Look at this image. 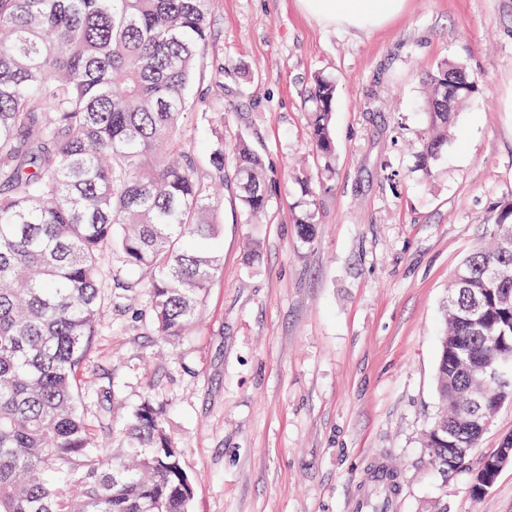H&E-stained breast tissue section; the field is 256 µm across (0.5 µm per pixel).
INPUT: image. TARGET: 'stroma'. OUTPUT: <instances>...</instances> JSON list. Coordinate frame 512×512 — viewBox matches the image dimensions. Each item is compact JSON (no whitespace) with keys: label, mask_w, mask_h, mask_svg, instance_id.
Segmentation results:
<instances>
[{"label":"stroma","mask_w":512,"mask_h":512,"mask_svg":"<svg viewBox=\"0 0 512 512\" xmlns=\"http://www.w3.org/2000/svg\"><path fill=\"white\" fill-rule=\"evenodd\" d=\"M446 60L478 90L425 172L426 78ZM319 73L336 82L329 172L305 99ZM190 98L177 138L202 170L216 135L249 140L265 160L268 212L247 223L225 189L212 242L222 273L164 349L147 296L112 303L148 279L113 255L84 365L86 419L102 387L118 425L152 394L193 479L192 512H346L380 460L398 473L391 512H512V466L472 493L482 460L512 435V400L453 472L421 446L440 409L448 283L512 203V0H406L369 33L321 24L297 0H215ZM217 100L220 128L203 117ZM298 167L316 187L308 244L294 222Z\"/></svg>","instance_id":"1"}]
</instances>
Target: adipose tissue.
<instances>
[{"label": "adipose tissue", "instance_id": "adipose-tissue-1", "mask_svg": "<svg viewBox=\"0 0 512 512\" xmlns=\"http://www.w3.org/2000/svg\"><path fill=\"white\" fill-rule=\"evenodd\" d=\"M307 14L328 26L365 32L398 13L404 0H298Z\"/></svg>", "mask_w": 512, "mask_h": 512}]
</instances>
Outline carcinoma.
Masks as SVG:
<instances>
[{
	"instance_id": "obj_1",
	"label": "carcinoma",
	"mask_w": 512,
	"mask_h": 512,
	"mask_svg": "<svg viewBox=\"0 0 512 512\" xmlns=\"http://www.w3.org/2000/svg\"><path fill=\"white\" fill-rule=\"evenodd\" d=\"M211 0H0V512H190L193 483L166 415L144 395L114 439L111 389L96 423L80 411L81 369L103 308L112 250L150 274L149 308L161 340H180L221 271L208 251L217 189L231 182L248 222L266 211L265 163L241 138H217L200 173L173 139L209 44ZM463 68L429 75L423 165L448 141L454 111L475 84L448 90ZM336 87L306 90L311 138L330 163ZM295 223L316 224L308 175ZM495 242L456 272L444 315L436 389L446 411L424 434L431 464L461 466L483 434L467 409L474 369L512 358V206ZM505 385L484 389L495 414ZM512 438L482 462L496 479Z\"/></svg>"
}]
</instances>
